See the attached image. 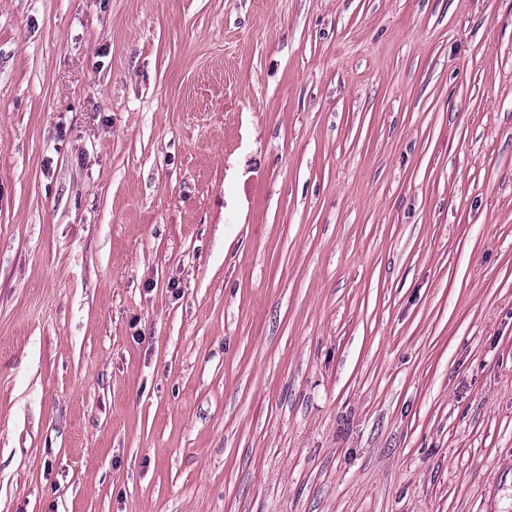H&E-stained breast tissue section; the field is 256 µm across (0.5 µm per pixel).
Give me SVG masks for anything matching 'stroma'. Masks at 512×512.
<instances>
[{
	"instance_id": "35a3bbf8",
	"label": "stroma",
	"mask_w": 512,
	"mask_h": 512,
	"mask_svg": "<svg viewBox=\"0 0 512 512\" xmlns=\"http://www.w3.org/2000/svg\"><path fill=\"white\" fill-rule=\"evenodd\" d=\"M0 512H512V0H0Z\"/></svg>"
}]
</instances>
